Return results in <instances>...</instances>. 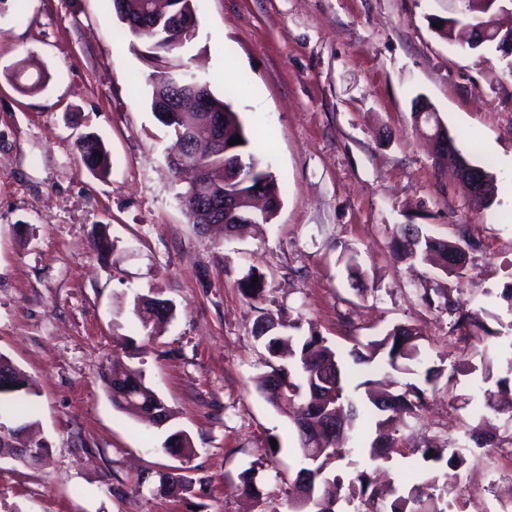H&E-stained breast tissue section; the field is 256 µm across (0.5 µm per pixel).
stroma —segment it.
<instances>
[{"label": "stroma", "mask_w": 512, "mask_h": 512, "mask_svg": "<svg viewBox=\"0 0 512 512\" xmlns=\"http://www.w3.org/2000/svg\"><path fill=\"white\" fill-rule=\"evenodd\" d=\"M193 5L190 69L219 97L239 82L234 107L251 134L270 133L256 150L282 188L276 218L234 238L188 223L151 109L147 43L105 0H8L0 12V354L35 389L32 436L47 448L37 463L0 460V512H293L298 436L254 386L268 359L259 311L339 348L410 322L428 365L447 369L478 357L445 311L422 305V289L451 290L461 311L487 310L489 326L512 324L500 297L512 284V76L502 52L466 53L437 34L461 0ZM19 65L39 90L17 87ZM420 95L467 159L490 162V208L436 168L413 120ZM86 132L109 150L107 176L80 160ZM401 224L441 237L469 227L478 247L463 276L402 259L391 245ZM102 234L114 242L103 256ZM252 270L265 282L258 309L239 289ZM155 292L175 313L149 334L131 303ZM125 367L143 371L167 425L113 406L108 381ZM428 395L400 434L464 444L480 379L443 376ZM490 423L502 444L469 456L447 512H512V427ZM176 429L195 450L185 462L160 450ZM178 465L190 491L161 492L160 474ZM249 467L253 496L239 489Z\"/></svg>", "instance_id": "35a3bbf8"}]
</instances>
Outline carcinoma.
I'll list each match as a JSON object with an SVG mask.
<instances>
[{
	"label": "carcinoma",
	"mask_w": 512,
	"mask_h": 512,
	"mask_svg": "<svg viewBox=\"0 0 512 512\" xmlns=\"http://www.w3.org/2000/svg\"><path fill=\"white\" fill-rule=\"evenodd\" d=\"M109 7L122 22L138 16L149 8V0H107ZM489 18L488 11L465 3L464 11L448 21L478 26ZM169 18L159 16L142 29L126 26L130 34L148 43V58L162 59V64L152 74L151 106L162 107L174 92L176 76L182 77L180 105L184 112L175 113V120L165 124L180 143L178 132L184 133L197 127L203 119L199 112H191L196 87L182 51L195 39V33L185 32L178 44L163 46L160 35L168 31ZM237 88L226 86L224 98L211 96L212 108L224 112V141L234 136L241 137L236 145L234 160L244 165V175L237 182L224 184V156L212 153L205 160L206 172L203 181L213 195L228 191L248 195L260 188L268 198V208L260 218L263 223L272 221L281 205V188L269 165L252 149V140L233 107V96ZM80 160L96 175H105L110 169V154L103 140L95 134H87L77 140ZM194 189L190 186L178 194L182 209L191 224H201L205 216L192 206ZM393 247L400 250L406 260L432 263L446 276L462 275L448 267V258H456L461 264L467 262L465 236L458 238L436 237L423 231L418 224H401L392 239ZM251 272L240 281L244 295L252 300L262 298L265 291L263 278ZM420 299L429 308L440 305L448 311L451 332H460V339L469 343L480 356L477 364L465 366L468 374H480L487 388L483 390L481 413L477 421L468 425L467 436L475 448L496 447L492 439L485 436L483 424L489 413L506 414L512 423V355L506 359V368L494 371L495 356L490 349L493 340L500 338V331L491 329L486 321V310L479 309L469 314H456L450 292L445 289H423ZM156 296L139 295L133 302V315L145 329L163 321L161 314L151 307ZM286 325L267 312L256 320L254 336L264 343L269 354L267 366L270 372L256 378V389L275 407L299 405L293 423L299 436V453L303 467L292 479L299 492L296 512H445L439 507L443 496L454 491V487L439 485L435 472L409 471L404 476L403 486L393 491L389 509L378 508L383 500L370 474L365 469L342 470L340 462L355 453H364L378 466L391 462V449L405 448L401 437L384 432V426L393 415L415 417L426 403L427 390L413 383H399L392 390H381L368 378L373 367H384L400 373L412 372L411 366L422 363L420 340L423 335L413 324L398 323L385 332L366 341L353 338V345L340 351L317 334L294 336L285 332ZM12 376L17 388L9 395H0V419L31 415L33 404L21 412L19 397L30 396L23 373L12 362L0 354V375ZM112 385V404L119 410L130 412L142 421L160 425V419L170 420V411L157 394L146 385L142 372L133 369L118 371L109 381ZM375 427L376 436L359 438L357 430ZM19 424L0 431V454L15 448V440L24 431ZM163 449L171 456L186 458L193 452L188 436L181 430L172 432L165 440ZM466 446L450 445L441 448L431 442L414 446L409 452H419L429 461H446L454 470L467 461ZM160 489L171 494L190 490V481L180 472H167L160 477Z\"/></svg>",
	"instance_id": "obj_1"
}]
</instances>
